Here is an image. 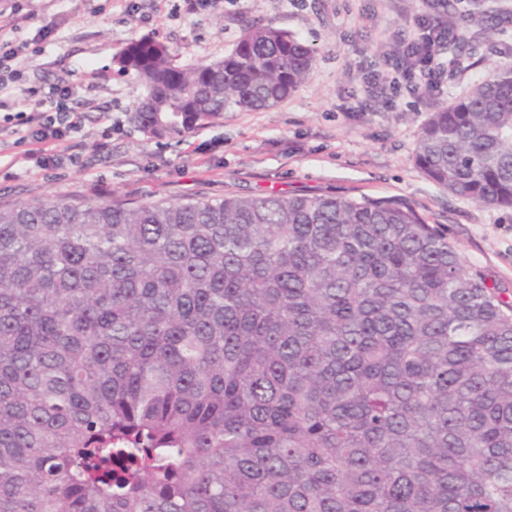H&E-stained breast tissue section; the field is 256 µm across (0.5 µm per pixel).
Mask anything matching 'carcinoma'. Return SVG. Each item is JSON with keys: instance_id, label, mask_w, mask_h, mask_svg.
Returning a JSON list of instances; mask_svg holds the SVG:
<instances>
[{"instance_id": "cac0c4a2", "label": "carcinoma", "mask_w": 512, "mask_h": 512, "mask_svg": "<svg viewBox=\"0 0 512 512\" xmlns=\"http://www.w3.org/2000/svg\"><path fill=\"white\" fill-rule=\"evenodd\" d=\"M460 15L434 24L459 51ZM314 61L270 24L206 65L114 58L151 139L274 107ZM415 162L512 208V57ZM0 512H512V304L397 199L0 204Z\"/></svg>"}]
</instances>
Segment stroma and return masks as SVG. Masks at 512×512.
<instances>
[{
    "label": "stroma",
    "mask_w": 512,
    "mask_h": 512,
    "mask_svg": "<svg viewBox=\"0 0 512 512\" xmlns=\"http://www.w3.org/2000/svg\"><path fill=\"white\" fill-rule=\"evenodd\" d=\"M0 0V18L16 20L18 39L39 41L24 55L22 83L0 91L10 112L29 110L23 87L77 86L79 133L60 144L58 164L40 168L0 135V202L56 195L80 200L223 199L318 192L406 201L448 236L470 273L512 299V209L456 198L431 182L414 149L433 109L465 93L496 60L512 55V24L480 35L489 14H512V0H477L466 52L440 55L442 91L416 100L367 84L387 71L400 45L417 41L420 21L438 13L429 0ZM270 24L315 51L305 81L275 107L230 110L188 134L150 139L130 121L145 88L118 73L112 58L129 42L166 44L183 66L229 55L244 28ZM50 37H43L44 29ZM111 136H104V129Z\"/></svg>",
    "instance_id": "stroma-1"
}]
</instances>
